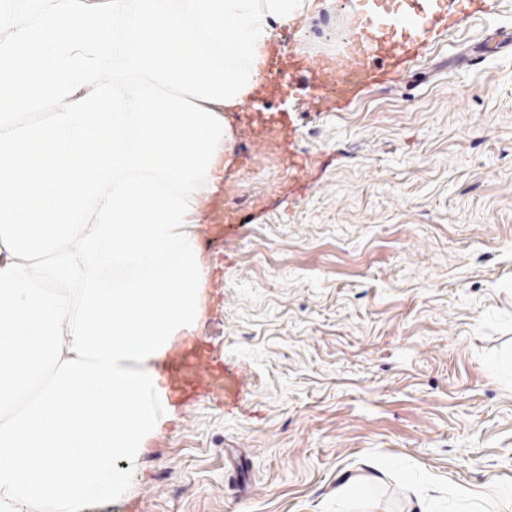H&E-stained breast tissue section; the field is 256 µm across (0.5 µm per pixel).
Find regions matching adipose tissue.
Segmentation results:
<instances>
[{"label": "adipose tissue", "instance_id": "obj_1", "mask_svg": "<svg viewBox=\"0 0 512 512\" xmlns=\"http://www.w3.org/2000/svg\"><path fill=\"white\" fill-rule=\"evenodd\" d=\"M0 12V512H83L121 490L176 406L158 367L195 335L209 268L196 203L224 172V115L299 0H29ZM138 71L126 93L111 61ZM59 107L55 100L40 99L31 108L13 114L8 119L2 121V127L20 129L30 125H36L48 122L53 113L57 112Z\"/></svg>", "mask_w": 512, "mask_h": 512}]
</instances>
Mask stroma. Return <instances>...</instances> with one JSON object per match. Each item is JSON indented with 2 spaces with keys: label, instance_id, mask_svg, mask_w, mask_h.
I'll use <instances>...</instances> for the list:
<instances>
[{
  "label": "stroma",
  "instance_id": "35a3bbf8",
  "mask_svg": "<svg viewBox=\"0 0 512 512\" xmlns=\"http://www.w3.org/2000/svg\"><path fill=\"white\" fill-rule=\"evenodd\" d=\"M489 2L301 113V177L228 143L242 221L200 238L197 334L244 393L178 407L84 512H512V0ZM350 3L277 42L341 56Z\"/></svg>",
  "mask_w": 512,
  "mask_h": 512
}]
</instances>
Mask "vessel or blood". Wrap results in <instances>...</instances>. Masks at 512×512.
Masks as SVG:
<instances>
[{"label": "vessel or blood", "mask_w": 512, "mask_h": 512, "mask_svg": "<svg viewBox=\"0 0 512 512\" xmlns=\"http://www.w3.org/2000/svg\"><path fill=\"white\" fill-rule=\"evenodd\" d=\"M474 0H405L401 9L392 12L382 0H361L362 9L343 54L345 64L331 58H315L297 52L288 63L287 86L303 84L311 101H319L331 93L340 101L353 100L357 93L383 72H398L405 56L416 53L420 40L437 22L446 17L449 8L470 11ZM237 135L258 144L284 169L296 172L300 165L294 156L285 154L286 143L294 141L298 128L283 112H264L248 116L237 128ZM239 221L237 210L225 207L221 198H213L205 212V222L213 237L224 234V227ZM160 376L170 399L187 403L198 397L240 394L242 384L237 377H225L216 367L209 350L198 340L186 339L173 346L160 367Z\"/></svg>", "instance_id": "b4317fda"}]
</instances>
